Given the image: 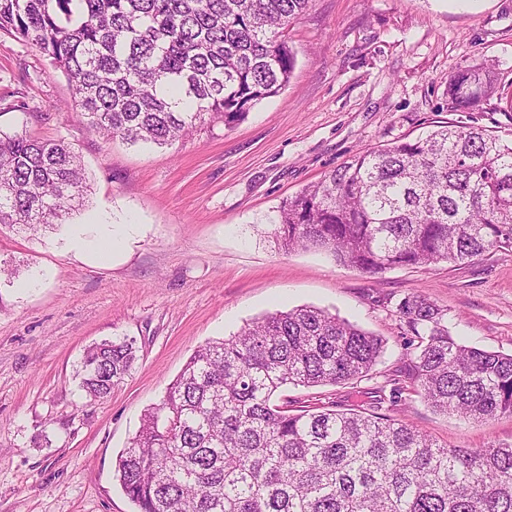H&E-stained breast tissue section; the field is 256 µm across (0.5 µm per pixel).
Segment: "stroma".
Wrapping results in <instances>:
<instances>
[{
	"label": "stroma",
	"instance_id": "1",
	"mask_svg": "<svg viewBox=\"0 0 512 512\" xmlns=\"http://www.w3.org/2000/svg\"><path fill=\"white\" fill-rule=\"evenodd\" d=\"M287 87L225 128L205 121L171 145L104 142L75 112L63 73L0 33V132L69 143L89 186L82 209L37 233L0 228V512H134L115 478L145 411L193 351L264 314L314 306L382 339L368 377L288 386L294 409L384 413L459 448L512 442V416L435 412L405 376L414 348L398 305L421 293L466 345L512 354V250L371 276L314 250L283 252L281 203L354 154L452 119L448 78L493 63L512 94V0H313L288 30ZM107 223L119 248L77 252L74 227ZM29 282L21 290L20 282ZM134 339L138 361L111 395L85 398V349Z\"/></svg>",
	"mask_w": 512,
	"mask_h": 512
}]
</instances>
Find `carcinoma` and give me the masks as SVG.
<instances>
[{
  "label": "carcinoma",
  "mask_w": 512,
  "mask_h": 512,
  "mask_svg": "<svg viewBox=\"0 0 512 512\" xmlns=\"http://www.w3.org/2000/svg\"><path fill=\"white\" fill-rule=\"evenodd\" d=\"M313 0H0V31L49 56L89 129L170 145L209 117L230 128L288 84V27ZM458 118L355 154L286 199L273 235L369 274L468 263L512 249V140L463 120L500 96L494 66L448 78ZM79 156L61 140L0 134V226L38 231L83 205ZM418 339L409 379L434 410L512 416V354L468 347L423 294L399 304ZM383 341L320 308L268 313L189 357L116 460L137 512H512V443L442 446L381 413L335 404L292 414L288 386L369 374ZM133 340L90 346L79 388L104 399Z\"/></svg>",
  "instance_id": "cac0c4a2"
}]
</instances>
